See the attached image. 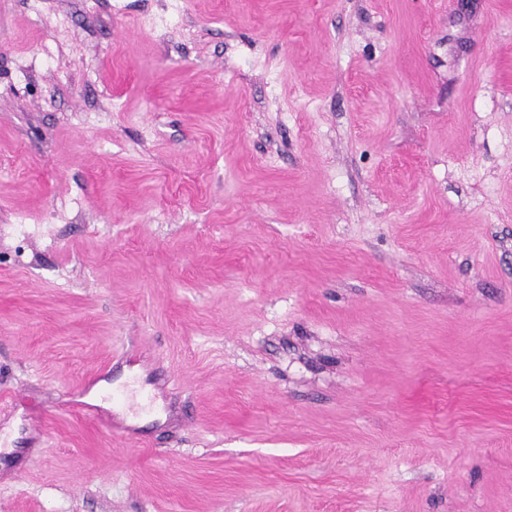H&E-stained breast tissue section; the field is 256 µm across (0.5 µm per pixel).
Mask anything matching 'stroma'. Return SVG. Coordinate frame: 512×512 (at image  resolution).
I'll return each mask as SVG.
<instances>
[{
  "label": "stroma",
  "mask_w": 512,
  "mask_h": 512,
  "mask_svg": "<svg viewBox=\"0 0 512 512\" xmlns=\"http://www.w3.org/2000/svg\"><path fill=\"white\" fill-rule=\"evenodd\" d=\"M0 393V512H512V0H0Z\"/></svg>",
  "instance_id": "obj_1"
}]
</instances>
